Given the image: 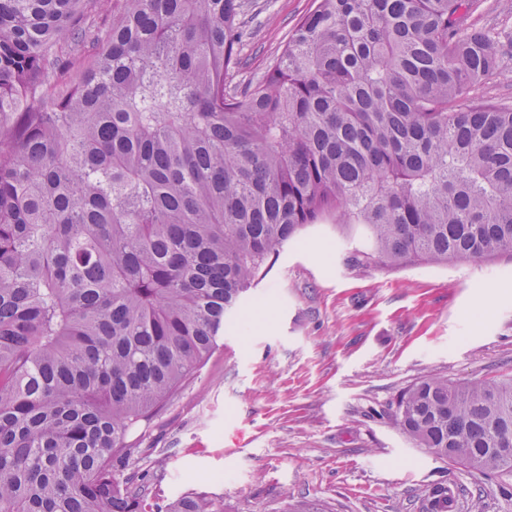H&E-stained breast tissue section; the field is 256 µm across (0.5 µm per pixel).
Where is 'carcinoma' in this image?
<instances>
[{"instance_id":"cac0c4a2","label":"carcinoma","mask_w":512,"mask_h":512,"mask_svg":"<svg viewBox=\"0 0 512 512\" xmlns=\"http://www.w3.org/2000/svg\"><path fill=\"white\" fill-rule=\"evenodd\" d=\"M251 0H0V512L150 502L133 436L313 224L357 264L512 257V48L475 0H314L255 80ZM400 431L512 477V377H431ZM438 486L428 512H453ZM475 95L492 96L512 104V57L505 54L499 67L473 89Z\"/></svg>"}]
</instances>
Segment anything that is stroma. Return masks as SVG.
<instances>
[{"label": "stroma", "instance_id": "obj_1", "mask_svg": "<svg viewBox=\"0 0 512 512\" xmlns=\"http://www.w3.org/2000/svg\"><path fill=\"white\" fill-rule=\"evenodd\" d=\"M241 81L260 75L313 0H259ZM235 311L217 349L140 430L130 467L157 501L203 492L224 512H512V477L438 459L395 423L402 389L429 377H512V259L359 265L360 239L304 231Z\"/></svg>", "mask_w": 512, "mask_h": 512}]
</instances>
